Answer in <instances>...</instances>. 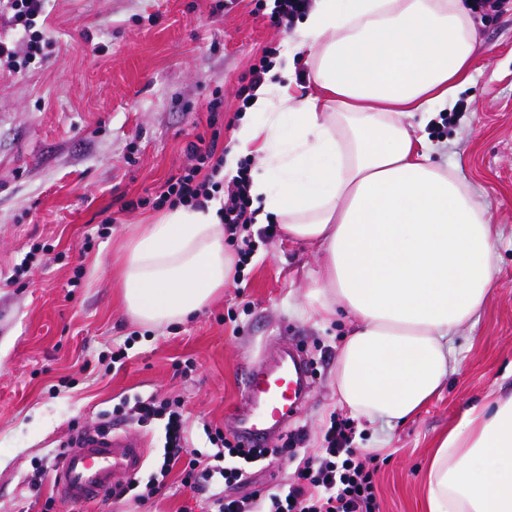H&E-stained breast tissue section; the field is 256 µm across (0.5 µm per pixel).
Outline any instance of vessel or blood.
Returning <instances> with one entry per match:
<instances>
[{
    "instance_id": "obj_1",
    "label": "vessel or blood",
    "mask_w": 512,
    "mask_h": 512,
    "mask_svg": "<svg viewBox=\"0 0 512 512\" xmlns=\"http://www.w3.org/2000/svg\"><path fill=\"white\" fill-rule=\"evenodd\" d=\"M308 367L298 354L276 364L260 359L242 369L245 411L232 423L245 447L264 445L271 431L287 428L310 393ZM147 444L126 430L82 429L72 435L68 450L54 469V487L66 505L99 500L126 484L145 464Z\"/></svg>"
}]
</instances>
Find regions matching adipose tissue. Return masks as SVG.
<instances>
[{
	"mask_svg": "<svg viewBox=\"0 0 512 512\" xmlns=\"http://www.w3.org/2000/svg\"><path fill=\"white\" fill-rule=\"evenodd\" d=\"M305 53L315 94L299 96ZM480 52L467 0H315L294 50L256 91L235 152L260 159L257 223L317 246L307 313L354 322L336 360L352 413L394 425L456 369L458 329L498 281L501 231L458 170L432 159L408 119L453 104ZM215 209L177 206L142 224L116 257L121 301L149 327L205 308L235 276ZM429 512H512V395L469 408L441 438Z\"/></svg>",
	"mask_w": 512,
	"mask_h": 512,
	"instance_id": "adipose-tissue-1",
	"label": "adipose tissue"
}]
</instances>
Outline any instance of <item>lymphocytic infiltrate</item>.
<instances>
[{
    "label": "lymphocytic infiltrate",
    "instance_id": "1",
    "mask_svg": "<svg viewBox=\"0 0 512 512\" xmlns=\"http://www.w3.org/2000/svg\"><path fill=\"white\" fill-rule=\"evenodd\" d=\"M7 22L26 36L24 50L0 40V68L13 73L30 64L44 61L52 42L44 32L35 30L46 0H4ZM217 141L202 145L189 142L187 152L193 164L182 176L170 180L159 201L207 209L219 201L218 214L229 241L238 246L241 264H248L259 244L273 240L278 227H255V211L250 193L248 163H241L229 181L202 175L216 151ZM138 427L162 422L163 452L147 479H132L119 491L120 496L144 502L160 493L172 471H179L183 487L208 493L215 512H380L375 482L374 457L353 447L354 426L347 419H330L323 436L324 446L310 453L300 451L304 432L293 436L292 444L282 448H246L226 437L223 429L204 425L211 445L209 452L192 450L189 431L179 401L158 399L156 395L136 397L132 406ZM289 458L295 463V479L290 483L258 486L244 495L234 487L247 484L253 464L269 458Z\"/></svg>",
    "mask_w": 512,
    "mask_h": 512
}]
</instances>
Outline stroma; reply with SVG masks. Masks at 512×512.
Here are the masks:
<instances>
[{
  "label": "stroma",
  "mask_w": 512,
  "mask_h": 512,
  "mask_svg": "<svg viewBox=\"0 0 512 512\" xmlns=\"http://www.w3.org/2000/svg\"><path fill=\"white\" fill-rule=\"evenodd\" d=\"M272 8L273 0H48L39 23L51 55L0 74V512H206L176 474L143 506L111 496L53 504L52 481L36 492L28 478L74 430L134 395L180 399L195 448L208 451L203 422L231 432L244 405L242 366L295 346L315 387L289 431H305L312 450L330 415L353 418L354 447L380 459L381 512H428L439 438L471 405L512 393V8L481 16L486 58L450 121L424 129L434 161L460 166L495 215L501 274L477 324L455 338L457 370L414 418L371 424L339 403L336 359L353 324L308 316L318 257L285 235L259 246L243 276L190 320L155 329L127 315L110 273L117 249L134 225L158 217L151 202L190 167L196 136L218 134L232 154L251 65L289 46L269 22ZM137 198L144 206L126 211ZM120 346L127 358L116 369Z\"/></svg>",
  "instance_id": "1"
}]
</instances>
